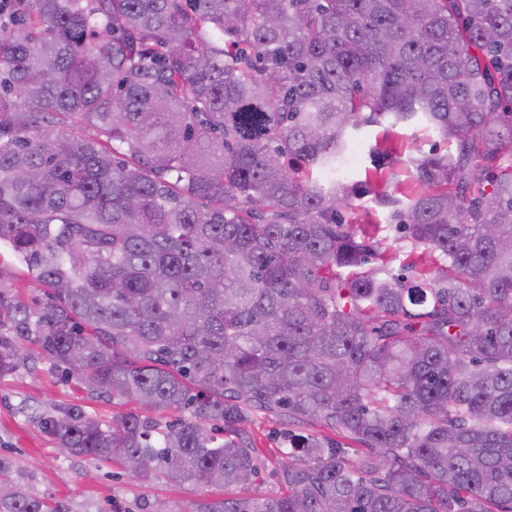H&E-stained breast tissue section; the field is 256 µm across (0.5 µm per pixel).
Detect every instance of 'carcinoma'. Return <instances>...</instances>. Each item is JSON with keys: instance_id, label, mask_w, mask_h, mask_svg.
Masks as SVG:
<instances>
[{"instance_id": "cac0c4a2", "label": "carcinoma", "mask_w": 512, "mask_h": 512, "mask_svg": "<svg viewBox=\"0 0 512 512\" xmlns=\"http://www.w3.org/2000/svg\"><path fill=\"white\" fill-rule=\"evenodd\" d=\"M0 378L38 346L110 421L37 422L142 481L265 497L195 512H512V0H0ZM424 120L390 222L396 274L343 210L351 132ZM93 135L86 136L84 131ZM375 266L366 268L369 260ZM189 415L169 422L163 415ZM345 439L350 450L339 442ZM0 512H65L0 460ZM11 288L21 299L36 298L44 301L43 292L36 288L28 276L27 268L18 262L6 248L0 249V288ZM262 453L270 460H275L280 455L281 448H284V436L293 427L280 417L258 416L250 418L243 427Z\"/></svg>"}]
</instances>
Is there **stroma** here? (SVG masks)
Here are the masks:
<instances>
[{
  "label": "stroma",
  "instance_id": "1",
  "mask_svg": "<svg viewBox=\"0 0 512 512\" xmlns=\"http://www.w3.org/2000/svg\"><path fill=\"white\" fill-rule=\"evenodd\" d=\"M396 148L403 156L394 168L389 190L403 189L411 183L409 159L432 153L443 155L452 146L421 125L385 129L369 126L353 137L355 154L344 159L340 175L347 182L362 180L371 169L372 151L377 147ZM357 231L376 235L393 256L392 268H399L407 251L421 254L424 263L432 257L425 246L412 245L389 224L388 211L371 197L353 201L344 213ZM9 288L21 299L42 298L31 282L27 269L5 248L0 249V288ZM29 359L13 375L0 379V458L10 465L9 477L30 495L63 504L66 512H154L163 503L168 512H193L202 496L223 497L220 489H205L194 484L175 485L165 477L142 484L119 466L92 456L70 457L60 454L41 427L29 417L36 408L52 414L62 407H77L85 415L102 421L113 414L129 411L118 398L98 397L81 391L51 371L48 360L37 346H28ZM257 448L269 459H276L290 426L275 416L255 417L244 424Z\"/></svg>",
  "mask_w": 512,
  "mask_h": 512
}]
</instances>
